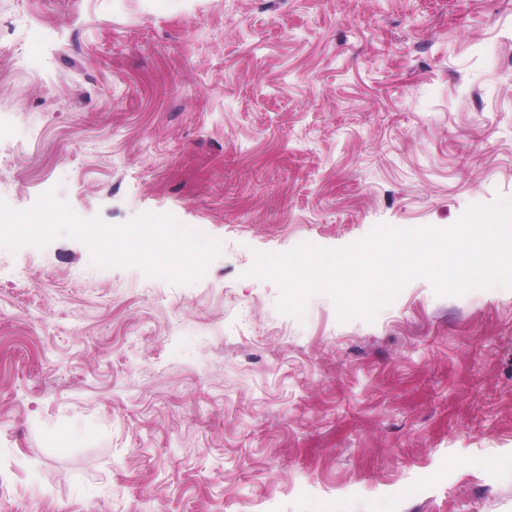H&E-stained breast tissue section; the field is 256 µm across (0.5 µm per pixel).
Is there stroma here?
Here are the masks:
<instances>
[{
  "instance_id": "stroma-1",
  "label": "stroma",
  "mask_w": 512,
  "mask_h": 512,
  "mask_svg": "<svg viewBox=\"0 0 512 512\" xmlns=\"http://www.w3.org/2000/svg\"><path fill=\"white\" fill-rule=\"evenodd\" d=\"M221 240L0 249L9 512H512V289L304 319L254 251L512 198V0H0V199Z\"/></svg>"
}]
</instances>
